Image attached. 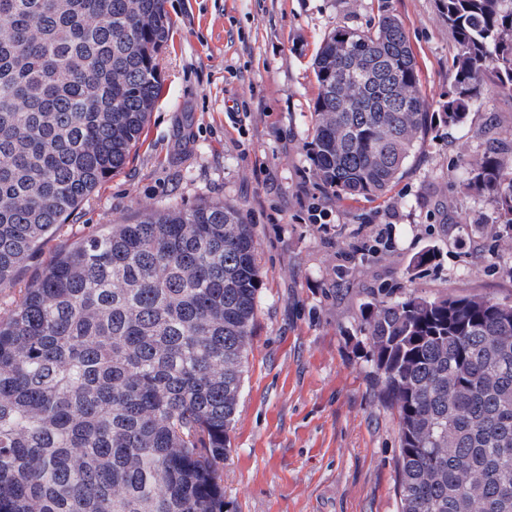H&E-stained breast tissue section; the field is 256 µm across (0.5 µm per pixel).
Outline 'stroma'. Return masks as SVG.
<instances>
[{
	"instance_id": "1",
	"label": "stroma",
	"mask_w": 512,
	"mask_h": 512,
	"mask_svg": "<svg viewBox=\"0 0 512 512\" xmlns=\"http://www.w3.org/2000/svg\"><path fill=\"white\" fill-rule=\"evenodd\" d=\"M388 2L427 94L447 99L452 41L435 0ZM378 3L166 0L162 91L129 163L0 287L4 320L53 255L141 206L241 205L263 287L223 468L230 512H397L398 419L379 402L362 305L381 288L512 301V253L483 231L494 205L462 188L489 121L512 132V95H489L462 127H436L385 199L339 201L313 179V55L336 25L366 26ZM314 201L327 212L319 224ZM366 243L377 252L363 258ZM429 249L439 258L416 266Z\"/></svg>"
}]
</instances>
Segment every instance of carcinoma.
Masks as SVG:
<instances>
[{
    "instance_id": "1",
    "label": "carcinoma",
    "mask_w": 512,
    "mask_h": 512,
    "mask_svg": "<svg viewBox=\"0 0 512 512\" xmlns=\"http://www.w3.org/2000/svg\"><path fill=\"white\" fill-rule=\"evenodd\" d=\"M438 2L445 102L387 6L323 39L306 147L324 192L387 196L436 124L512 95V0ZM165 3L0 0V285L127 164L161 87ZM345 37L360 75L336 55ZM485 137L464 189L488 193L512 252V158ZM262 286L253 225L222 201L144 206L55 255L0 321V512H224ZM361 320L398 418V512H512V303L380 291Z\"/></svg>"
}]
</instances>
